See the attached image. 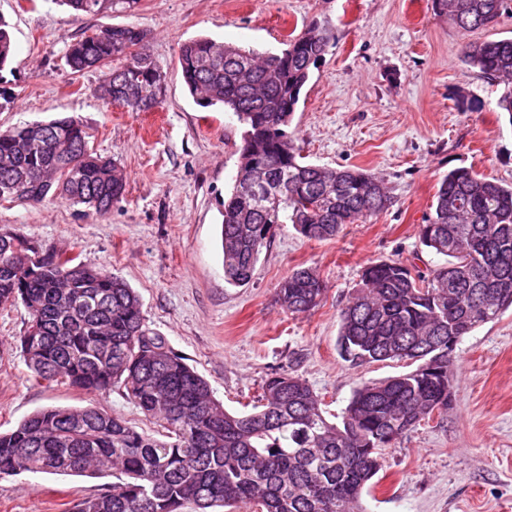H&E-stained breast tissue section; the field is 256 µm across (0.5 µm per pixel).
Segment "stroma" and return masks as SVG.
Here are the masks:
<instances>
[{
	"label": "stroma",
	"mask_w": 512,
	"mask_h": 512,
	"mask_svg": "<svg viewBox=\"0 0 512 512\" xmlns=\"http://www.w3.org/2000/svg\"><path fill=\"white\" fill-rule=\"evenodd\" d=\"M16 45L0 72L11 93L0 130L62 116L80 118L91 146L128 177L125 199L106 217H77L65 201L0 204V228L43 247L71 249L125 278L140 295L147 326L163 336L231 411L253 404L274 372L305 378L340 415L365 381L410 371L405 361L354 366L337 347L339 314L372 262L398 257L426 269L443 256L424 247L419 226L438 182L457 167L512 183V121L496 101L503 87L462 61L466 40L512 37V14L464 38L432 0H141L132 14L87 16L53 0H0ZM318 23L334 46L314 69L290 126L306 162L356 166L381 178L395 204L328 240L275 226L249 286L224 280L219 231L238 165L235 114L203 108L187 93L181 45L209 37L277 51L286 34ZM133 24L150 37L166 75L159 107L130 112L97 99V70L71 73L68 44L84 32ZM308 267L326 292L292 315L277 285ZM22 304L0 305V431L49 406H103L137 428L152 421L118 391L89 393L37 382L18 347ZM452 408L384 451L363 512H512V310L484 324L453 353ZM111 477L39 473L0 479V512H72Z\"/></svg>",
	"instance_id": "35a3bbf8"
}]
</instances>
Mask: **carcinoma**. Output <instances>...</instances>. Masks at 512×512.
<instances>
[{"mask_svg":"<svg viewBox=\"0 0 512 512\" xmlns=\"http://www.w3.org/2000/svg\"><path fill=\"white\" fill-rule=\"evenodd\" d=\"M78 14L140 0H59ZM462 36L487 28L508 0H433ZM324 26L289 34L284 48L257 53L208 38L180 48L183 82L203 108L221 106L244 127L237 172L224 198V279L250 283L278 224L309 239H331L346 224L393 206L383 181L359 167L327 169L303 161L288 131L304 87L331 46ZM15 52L0 19V72ZM74 74L103 68L95 95L130 112L161 104L165 74L147 33L117 25L69 44ZM465 65L504 84L497 100L512 122V39L467 42ZM127 176L89 145L74 117L0 132V202L39 204L59 196L107 216L125 198ZM420 225L423 246L445 257L427 271L398 258L370 263L340 314L338 346L354 365L406 360L410 372L358 386L341 421L301 376L275 372L251 410L230 412L209 383L144 323L139 295L120 276L79 256L45 249L0 231V304L28 313L19 347L37 381L106 393L118 390L160 427L139 431L105 409L50 407L0 432V478L51 472L112 473L106 492L82 499L77 512H362L363 490L383 466V451L424 420L448 411L452 354L463 338L512 308V183L471 168L448 171ZM325 292L310 269L277 288L281 306L300 315Z\"/></svg>","mask_w":512,"mask_h":512,"instance_id":"cac0c4a2","label":"carcinoma"}]
</instances>
